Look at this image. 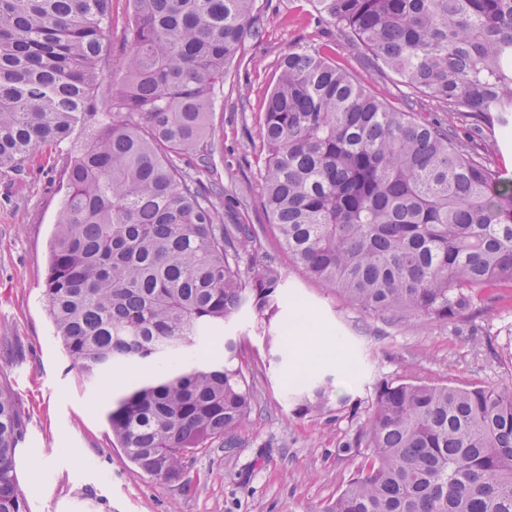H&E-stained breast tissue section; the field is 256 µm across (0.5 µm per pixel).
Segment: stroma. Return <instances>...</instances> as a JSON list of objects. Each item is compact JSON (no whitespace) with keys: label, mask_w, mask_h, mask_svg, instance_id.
Instances as JSON below:
<instances>
[{"label":"stroma","mask_w":512,"mask_h":512,"mask_svg":"<svg viewBox=\"0 0 512 512\" xmlns=\"http://www.w3.org/2000/svg\"><path fill=\"white\" fill-rule=\"evenodd\" d=\"M260 37L247 40L238 65L214 93L219 151L205 185L228 224L260 229L282 273L273 331L307 311L317 335L333 340L339 361L315 367L333 376L329 407L299 417L285 391L293 355L274 361L257 315L243 308L220 336L189 350L191 364L219 362L224 342L240 344L258 407L250 423L197 454L180 480L156 479L124 455L107 414L124 384L105 374L89 380L72 365L53 326L42 290L50 243L64 194L66 153L35 157L0 171V382L15 392L26 420L17 456L29 512H324L369 456L344 450L366 421L380 381L406 380L456 388L512 384V288H499L454 323L424 317L386 324L356 309L292 264L271 228L261 197L263 104L289 49L330 44L340 65L393 105L410 102L424 118L447 121L440 102L416 95L389 72L367 64L339 34L319 26L309 0H256Z\"/></svg>","instance_id":"35a3bbf8"}]
</instances>
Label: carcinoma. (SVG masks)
<instances>
[{"mask_svg": "<svg viewBox=\"0 0 512 512\" xmlns=\"http://www.w3.org/2000/svg\"><path fill=\"white\" fill-rule=\"evenodd\" d=\"M132 2L113 112L102 113L112 0H0V170L69 154L43 293L89 379L176 358L245 307L267 327L279 312L282 277L258 230L224 223L177 163L212 139L214 90L261 31L256 0ZM310 2L378 70L445 104L448 125L372 94L327 44L289 50L260 126L278 239L372 317L453 322L512 285V177L485 148L512 127V0ZM127 381L112 436L167 481L256 409L231 339L219 364ZM333 388L330 376L311 383L296 413L328 407ZM25 429L1 384L0 512H28L16 467ZM345 447L371 454L325 512H512V387L384 380Z\"/></svg>", "mask_w": 512, "mask_h": 512, "instance_id": "carcinoma-1", "label": "carcinoma"}]
</instances>
